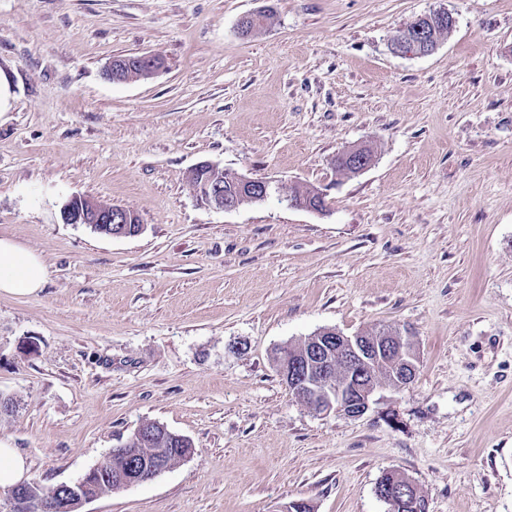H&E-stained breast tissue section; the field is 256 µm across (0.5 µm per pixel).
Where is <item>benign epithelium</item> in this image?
<instances>
[{
  "mask_svg": "<svg viewBox=\"0 0 512 512\" xmlns=\"http://www.w3.org/2000/svg\"><path fill=\"white\" fill-rule=\"evenodd\" d=\"M448 21L454 25V17L447 9H438L421 15L415 20L414 38L405 34L394 38L391 50L398 54L423 55L437 45L435 33L428 24L434 20ZM165 67L158 54L128 56L113 60L106 69L107 78L119 79L130 72L138 78L149 79ZM209 179L194 185V193L200 204L232 211L240 207L236 200H224V176H229L245 191L252 202H260L270 195L272 185L267 180L249 178L236 172L205 164ZM61 219L66 224L109 225L108 235L129 237L140 234L143 225L136 214L119 205H107L84 196L71 197L61 208ZM302 352L283 346L278 360V370L288 390L317 415L332 412L351 418L363 416L370 408L372 397L378 387L370 376L379 367L390 371L392 387L402 389L411 384L418 371V356L413 337L406 330L392 329L380 336H367L361 332L345 335L334 328L321 329L304 339ZM124 470L112 472L104 461L87 472V475L72 483L54 487L52 497L33 493L26 485L8 489L0 496L8 512H84V506L99 498L92 492L95 480H108L112 491L117 492L131 486L152 481L168 467L155 461L152 465L135 455ZM382 501L396 502L405 509L419 508L418 487L410 480L383 481L376 492Z\"/></svg>",
  "mask_w": 512,
  "mask_h": 512,
  "instance_id": "benign-epithelium-1",
  "label": "benign epithelium"
}]
</instances>
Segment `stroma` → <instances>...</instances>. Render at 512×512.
<instances>
[{"mask_svg": "<svg viewBox=\"0 0 512 512\" xmlns=\"http://www.w3.org/2000/svg\"><path fill=\"white\" fill-rule=\"evenodd\" d=\"M439 7L432 53L392 52ZM145 53L154 78L106 77ZM0 75V235L48 271L0 293V439L32 480H78L151 420L191 457L85 512H387V470L427 512H512V0H0ZM203 163L276 191L205 207ZM305 187L325 213L289 206ZM74 195L143 232L63 223ZM379 325L415 338L409 386L359 418L289 392L279 347Z\"/></svg>", "mask_w": 512, "mask_h": 512, "instance_id": "stroma-1", "label": "stroma"}]
</instances>
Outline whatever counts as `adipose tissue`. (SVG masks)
I'll return each instance as SVG.
<instances>
[{
    "instance_id": "obj_1",
    "label": "adipose tissue",
    "mask_w": 512,
    "mask_h": 512,
    "mask_svg": "<svg viewBox=\"0 0 512 512\" xmlns=\"http://www.w3.org/2000/svg\"><path fill=\"white\" fill-rule=\"evenodd\" d=\"M46 277L47 268L38 255L0 236V292L30 296L42 288Z\"/></svg>"
}]
</instances>
